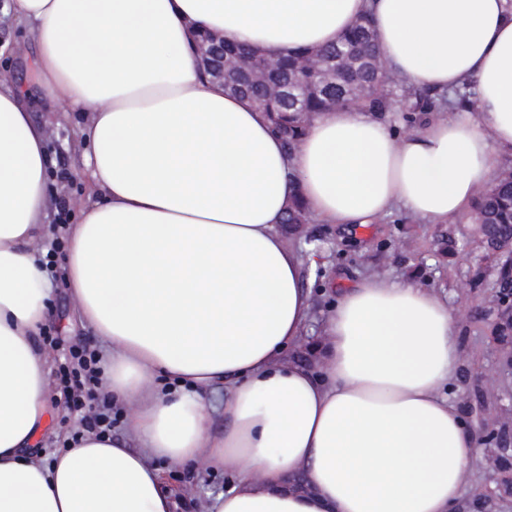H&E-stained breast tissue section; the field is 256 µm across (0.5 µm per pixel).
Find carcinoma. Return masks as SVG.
<instances>
[{
	"instance_id": "cac0c4a2",
	"label": "carcinoma",
	"mask_w": 512,
	"mask_h": 512,
	"mask_svg": "<svg viewBox=\"0 0 512 512\" xmlns=\"http://www.w3.org/2000/svg\"><path fill=\"white\" fill-rule=\"evenodd\" d=\"M224 55L240 58L253 66L262 55L254 48L224 44ZM310 56L305 49L290 50L277 56V68L270 79H288L301 86V95L292 92L280 99L266 96L260 85L235 80L227 89L249 96L266 112L288 149H293L305 133L308 122L321 112L338 107H353L376 117L390 109L389 87L392 76L385 73L376 35L365 19L343 33L335 43L318 49L319 70H303L302 60ZM288 230L308 223V211L300 193H295L284 219ZM474 223L488 249L495 254L512 253V169L498 173L492 184L474 200Z\"/></svg>"
}]
</instances>
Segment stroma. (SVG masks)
I'll return each instance as SVG.
<instances>
[{
    "label": "stroma",
    "instance_id": "obj_1",
    "mask_svg": "<svg viewBox=\"0 0 512 512\" xmlns=\"http://www.w3.org/2000/svg\"><path fill=\"white\" fill-rule=\"evenodd\" d=\"M36 45L25 24L0 15V79L20 87L37 121L47 122L49 166L47 212L53 226L79 223L88 206L87 174L83 146L72 123L57 122V104L35 82L31 63ZM393 112L384 122L398 136L419 131L424 116L406 109L414 89L395 78ZM314 239L317 265L307 276L312 303L303 341L312 344L335 301L337 277L355 281L383 278L432 288L440 292L458 324L461 365L449 397L466 419L476 441L463 486L461 512H512V496L501 489L505 466L483 444L487 424H494L497 442L512 448V351L492 334L500 309L491 301L497 288L499 256L489 253L476 231L472 213L445 224H428L404 209H394L376 223L342 231L339 226L310 218L298 232L285 234L289 248L304 251L306 239ZM37 341L51 356L48 402L66 407L67 395L60 365L69 351L103 352L101 337L86 330L74 315V304L64 289L53 297L51 316ZM167 482L175 488L191 486L193 494L178 498L174 512H205L209 494L223 491L228 477L220 469L205 470L201 482L189 483L186 467L164 464Z\"/></svg>",
    "mask_w": 512,
    "mask_h": 512
}]
</instances>
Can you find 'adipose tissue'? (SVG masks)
<instances>
[{"mask_svg": "<svg viewBox=\"0 0 512 512\" xmlns=\"http://www.w3.org/2000/svg\"><path fill=\"white\" fill-rule=\"evenodd\" d=\"M46 94L80 113L92 198L49 240L46 126L0 82V512H173L158 460L230 482L207 512H458L474 438L446 390L457 323L434 289L339 290L314 365L283 362L310 317L281 225L293 191L321 223L395 207L466 213L512 153V0H7ZM370 16L413 87L473 84L479 109L407 137L350 108L288 150L265 113L201 73L208 31L271 54L317 49ZM110 346L101 367L128 438L84 434L40 456L51 358L36 338L55 281ZM223 388V425L205 404Z\"/></svg>", "mask_w": 512, "mask_h": 512, "instance_id": "adipose-tissue-1", "label": "adipose tissue"}]
</instances>
